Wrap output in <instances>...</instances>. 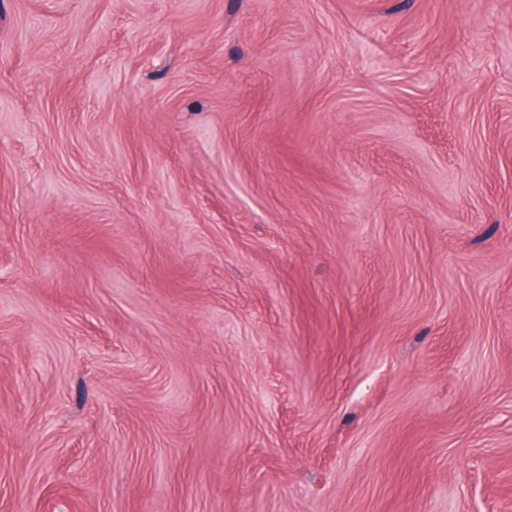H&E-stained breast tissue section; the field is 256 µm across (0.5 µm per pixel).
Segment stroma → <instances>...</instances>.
<instances>
[{
	"label": "stroma",
	"instance_id": "stroma-1",
	"mask_svg": "<svg viewBox=\"0 0 512 512\" xmlns=\"http://www.w3.org/2000/svg\"><path fill=\"white\" fill-rule=\"evenodd\" d=\"M0 512H512V0H0Z\"/></svg>",
	"mask_w": 512,
	"mask_h": 512
}]
</instances>
